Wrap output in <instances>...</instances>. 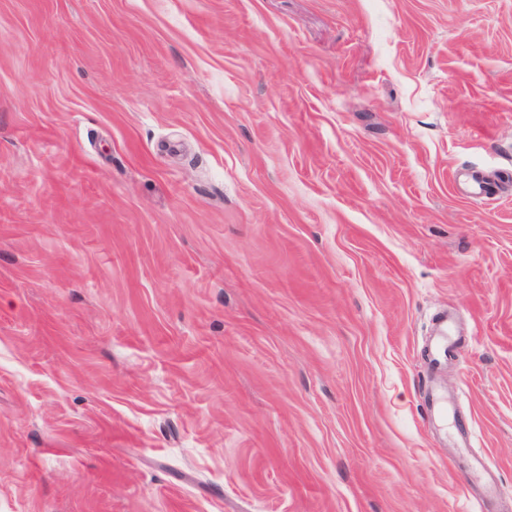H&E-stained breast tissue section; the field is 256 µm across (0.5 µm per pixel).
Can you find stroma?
Returning a JSON list of instances; mask_svg holds the SVG:
<instances>
[{"label": "stroma", "mask_w": 512, "mask_h": 512, "mask_svg": "<svg viewBox=\"0 0 512 512\" xmlns=\"http://www.w3.org/2000/svg\"><path fill=\"white\" fill-rule=\"evenodd\" d=\"M0 512H512V0H0Z\"/></svg>", "instance_id": "1"}]
</instances>
